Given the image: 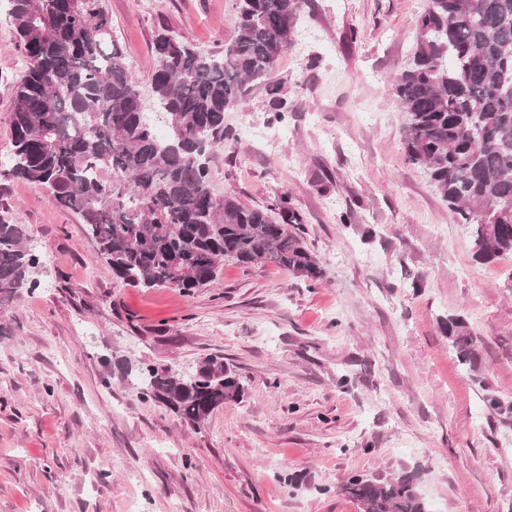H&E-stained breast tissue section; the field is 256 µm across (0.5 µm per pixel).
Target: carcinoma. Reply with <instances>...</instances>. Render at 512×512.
<instances>
[{"label": "carcinoma", "instance_id": "carcinoma-1", "mask_svg": "<svg viewBox=\"0 0 512 512\" xmlns=\"http://www.w3.org/2000/svg\"><path fill=\"white\" fill-rule=\"evenodd\" d=\"M295 0H237L233 35L217 53L160 34L152 96L161 137L114 39L103 0H11L17 49L28 68L10 113L13 153L0 177L46 187L79 217L97 256L124 283L191 294L213 283L223 262L260 261L317 281L323 269L290 229L289 197L244 204L212 188L206 154L234 137L224 113L245 88L266 84L275 118L288 116L267 84L291 45ZM408 160L470 228L476 262L512 255V0H426L412 63L395 78ZM279 212L276 221L273 211ZM40 264L26 225L0 209V312L38 287ZM459 362L479 376L480 338L465 319L443 322ZM138 393L194 429L245 388L219 355L192 372L138 368ZM494 414L512 402L484 397ZM415 470L352 475L340 492L360 512H429Z\"/></svg>", "mask_w": 512, "mask_h": 512}]
</instances>
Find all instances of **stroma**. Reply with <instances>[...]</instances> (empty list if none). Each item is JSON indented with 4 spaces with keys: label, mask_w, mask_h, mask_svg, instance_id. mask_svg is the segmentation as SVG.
Returning a JSON list of instances; mask_svg holds the SVG:
<instances>
[{
    "label": "stroma",
    "mask_w": 512,
    "mask_h": 512,
    "mask_svg": "<svg viewBox=\"0 0 512 512\" xmlns=\"http://www.w3.org/2000/svg\"><path fill=\"white\" fill-rule=\"evenodd\" d=\"M425 0H300L292 45L264 86L226 112L209 158L219 195L266 207L289 195L323 277L224 263L185 295L113 276L79 218L45 187L0 179L26 225L40 285L0 315V512H358L352 474L418 467L431 512H512V256L473 259L472 239L408 162L393 79ZM141 90L166 33L222 51L235 0H104ZM0 0V159L26 67ZM349 223H339L340 214ZM465 315L481 382L441 327ZM211 355L246 395L195 430L144 399L123 364L191 371ZM111 472L102 481V472Z\"/></svg>",
    "instance_id": "1"
}]
</instances>
